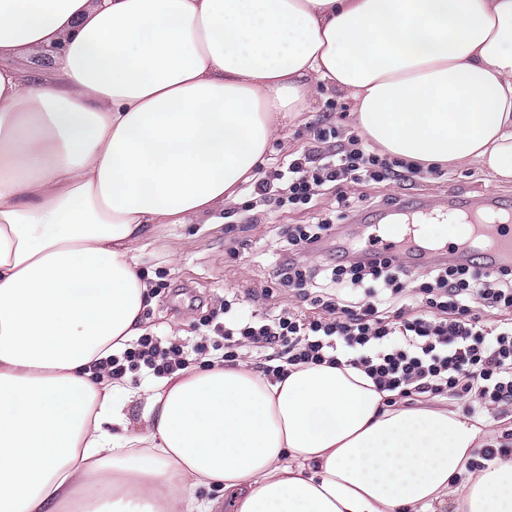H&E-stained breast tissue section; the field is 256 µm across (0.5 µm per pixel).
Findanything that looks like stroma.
<instances>
[{
    "mask_svg": "<svg viewBox=\"0 0 512 512\" xmlns=\"http://www.w3.org/2000/svg\"><path fill=\"white\" fill-rule=\"evenodd\" d=\"M329 94L321 90L308 112L284 121L272 144L276 161L300 154L311 142L310 125L322 116ZM492 195L512 207V184L495 183L478 165H454L447 179L414 185L381 184L365 190L347 188L346 207H338L335 194L322 197L317 207L275 210L257 223H245L250 200L228 204L207 219L190 224L159 225L140 254L139 268L153 286L155 302L143 317L149 332L179 344L202 343L206 325L219 315L224 292L236 289L245 295L254 312L295 307L293 291L274 285L269 256L287 249L282 229L288 224H309L320 218L351 228L366 215L385 212V199L396 209L419 205L440 207L448 200L472 201Z\"/></svg>",
    "mask_w": 512,
    "mask_h": 512,
    "instance_id": "stroma-1",
    "label": "stroma"
}]
</instances>
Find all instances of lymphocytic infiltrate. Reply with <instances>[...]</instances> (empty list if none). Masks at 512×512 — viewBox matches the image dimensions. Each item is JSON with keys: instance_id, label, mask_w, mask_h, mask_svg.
Segmentation results:
<instances>
[{"instance_id": "lymphocytic-infiltrate-1", "label": "lymphocytic infiltrate", "mask_w": 512, "mask_h": 512, "mask_svg": "<svg viewBox=\"0 0 512 512\" xmlns=\"http://www.w3.org/2000/svg\"><path fill=\"white\" fill-rule=\"evenodd\" d=\"M345 110V103L329 102L312 127V147L248 186L249 222L269 207L306 206L347 183L362 188L424 180L423 168L400 164L361 136L340 138L332 116ZM331 229L323 221L287 225L288 250L274 259L275 281L296 288L310 314L283 309L260 318L241 299L225 300L212 346L221 362L233 364L246 349H261L260 370L276 379L290 365L343 360L405 404L452 398L468 415L506 417L512 411V271L441 262L411 272L382 252L353 245L336 248L319 265L302 266L300 254ZM188 364L183 346L147 334L104 370L114 378L141 368L164 377Z\"/></svg>"}]
</instances>
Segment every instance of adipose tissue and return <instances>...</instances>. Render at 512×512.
Instances as JSON below:
<instances>
[{
    "mask_svg": "<svg viewBox=\"0 0 512 512\" xmlns=\"http://www.w3.org/2000/svg\"><path fill=\"white\" fill-rule=\"evenodd\" d=\"M318 85L512 183V0H0V512H512L472 418L356 368L192 366L136 428L93 369L146 332L142 242L236 202Z\"/></svg>",
    "mask_w": 512,
    "mask_h": 512,
    "instance_id": "obj_1",
    "label": "adipose tissue"
}]
</instances>
